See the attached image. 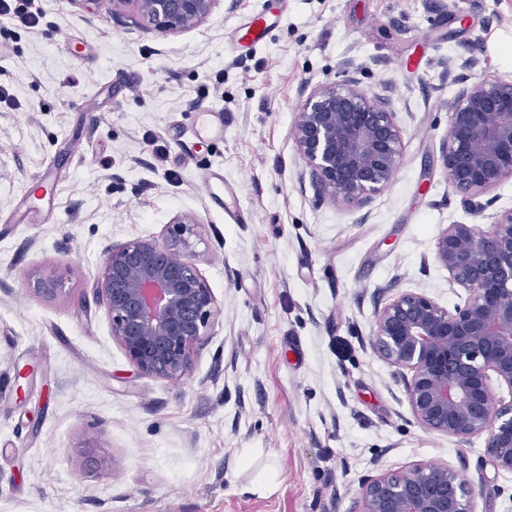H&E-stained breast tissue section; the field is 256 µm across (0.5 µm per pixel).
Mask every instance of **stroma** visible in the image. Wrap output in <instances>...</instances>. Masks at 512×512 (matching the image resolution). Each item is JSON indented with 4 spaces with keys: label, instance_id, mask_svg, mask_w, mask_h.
<instances>
[{
    "label": "stroma",
    "instance_id": "35a3bbf8",
    "mask_svg": "<svg viewBox=\"0 0 512 512\" xmlns=\"http://www.w3.org/2000/svg\"><path fill=\"white\" fill-rule=\"evenodd\" d=\"M34 6V29L0 14V512H350L363 481L417 462L455 468L473 512H512V473L482 439L423 430L368 345L382 288L464 295L431 260L446 225L473 221L442 165L445 63L475 45L512 79V0H218L168 36L106 0ZM261 10L269 36L242 49ZM349 59L403 128L395 178L362 208L300 182L290 136ZM184 212L220 313L168 381L128 363L93 284L109 241Z\"/></svg>",
    "mask_w": 512,
    "mask_h": 512
}]
</instances>
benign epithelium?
<instances>
[{
	"label": "benign epithelium",
	"mask_w": 512,
	"mask_h": 512,
	"mask_svg": "<svg viewBox=\"0 0 512 512\" xmlns=\"http://www.w3.org/2000/svg\"><path fill=\"white\" fill-rule=\"evenodd\" d=\"M114 18L170 35L199 26L217 0H106ZM357 66L340 83L306 96L290 135L318 195L365 206L396 175L402 128L391 98L358 88ZM459 85L448 104L442 160L449 185L487 224L452 223L434 240V261L464 300L448 308L425 292L394 287L379 304L369 346L395 368L416 422L463 442L484 439L494 466L512 472V208L496 211L495 189L512 180V79L485 73L476 49L448 60ZM196 215L174 217L158 236L103 250L94 297L112 340L145 376L179 380L194 368L219 313L195 263ZM473 488L446 464L416 463L359 487L350 512H472Z\"/></svg>",
	"instance_id": "7a95c632"
}]
</instances>
